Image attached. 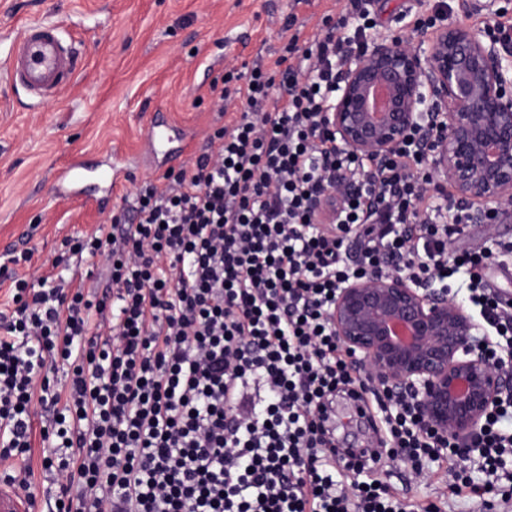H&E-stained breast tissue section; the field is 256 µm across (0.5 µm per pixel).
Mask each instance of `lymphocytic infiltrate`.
I'll return each mask as SVG.
<instances>
[{
    "instance_id": "f902f5d3",
    "label": "lymphocytic infiltrate",
    "mask_w": 512,
    "mask_h": 512,
    "mask_svg": "<svg viewBox=\"0 0 512 512\" xmlns=\"http://www.w3.org/2000/svg\"><path fill=\"white\" fill-rule=\"evenodd\" d=\"M344 37L292 32L277 66L225 70L233 116L194 160L146 181L110 224L64 238L56 271L14 274L0 305V460L41 440L52 512H441L378 478L384 463L422 476L447 456L454 495L512 503V398L479 450L423 432L412 398L355 373L327 309L370 271L445 280L470 273V299L512 356V309L485 281L493 253L450 248L431 217L414 145L381 167L325 128ZM350 173L339 220L313 203ZM105 273L85 288L73 271ZM51 403L41 423L34 407Z\"/></svg>"
}]
</instances>
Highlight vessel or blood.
I'll list each match as a JSON object with an SVG mask.
<instances>
[{
	"label": "vessel or blood",
	"instance_id": "vessel-or-blood-1",
	"mask_svg": "<svg viewBox=\"0 0 512 512\" xmlns=\"http://www.w3.org/2000/svg\"><path fill=\"white\" fill-rule=\"evenodd\" d=\"M79 58V49L65 40L62 27L52 21H31L18 31L0 35V73L37 104L56 97L70 83ZM35 509L34 502L0 481V512Z\"/></svg>",
	"mask_w": 512,
	"mask_h": 512
}]
</instances>
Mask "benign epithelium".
<instances>
[{
	"label": "benign epithelium",
	"instance_id": "benign-epithelium-1",
	"mask_svg": "<svg viewBox=\"0 0 512 512\" xmlns=\"http://www.w3.org/2000/svg\"><path fill=\"white\" fill-rule=\"evenodd\" d=\"M494 3L459 0L464 19L370 36L338 64L327 128L375 164L416 142L426 151L431 190L486 224L512 219V47L482 38L465 21ZM350 179L314 207L319 224L338 218ZM328 319L354 368L390 392L409 391L425 428L465 443L512 393V366L491 359L493 342L437 281L370 272L343 281Z\"/></svg>",
	"mask_w": 512,
	"mask_h": 512
}]
</instances>
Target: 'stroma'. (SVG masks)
<instances>
[{
	"label": "stroma",
	"mask_w": 512,
	"mask_h": 512,
	"mask_svg": "<svg viewBox=\"0 0 512 512\" xmlns=\"http://www.w3.org/2000/svg\"><path fill=\"white\" fill-rule=\"evenodd\" d=\"M348 0H0V30L44 17L60 22L82 44L79 74L60 97L33 106L22 91L0 83V279L14 267L10 249L33 252L31 271L47 273L61 241L91 232L132 199L145 178L171 163L147 151L152 121L164 118L203 150L217 127L213 89L226 66L270 62L282 53L285 27L306 33L325 15L340 16ZM378 31L413 32L418 17L459 16L458 0H374ZM112 163L121 181L107 208L58 194L53 174L73 159ZM512 241V221L459 226V252ZM385 482L413 500L447 494V512H476L478 503L451 493L453 471L431 463L416 479L391 469Z\"/></svg>",
	"instance_id": "35a3bbf8"
}]
</instances>
